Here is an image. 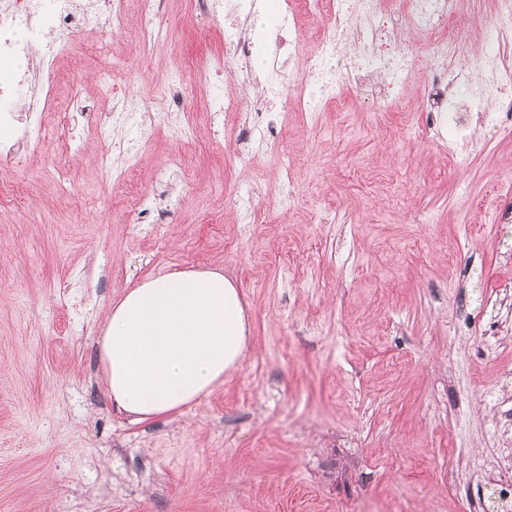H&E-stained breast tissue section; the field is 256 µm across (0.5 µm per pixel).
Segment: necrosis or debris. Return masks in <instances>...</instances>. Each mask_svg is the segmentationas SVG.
<instances>
[{
    "mask_svg": "<svg viewBox=\"0 0 512 512\" xmlns=\"http://www.w3.org/2000/svg\"><path fill=\"white\" fill-rule=\"evenodd\" d=\"M199 2L212 27L224 33L223 58L199 71L215 90L212 111H241L240 88L221 75L271 42L285 62L257 81L275 87L279 101L255 104V111L272 117L284 103L318 120L330 104H342L341 89L351 78L367 90L371 112H390L402 102L425 45L439 65L429 75L424 111L452 113L461 134L474 121L512 125V0H496L497 24L484 29L481 48L460 67L455 61L464 34L449 30L448 22L475 12L482 0H284L276 28L264 39L244 25L253 0ZM125 20L123 0H0L1 180L20 162L21 148L42 138L36 114L47 98L33 92V68L52 72L79 27H91L108 43L124 32ZM462 84L470 88L465 102L452 96Z\"/></svg>",
    "mask_w": 512,
    "mask_h": 512,
    "instance_id": "4bbe7bcc",
    "label": "necrosis or debris"
}]
</instances>
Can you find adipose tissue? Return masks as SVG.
Here are the masks:
<instances>
[{"mask_svg": "<svg viewBox=\"0 0 512 512\" xmlns=\"http://www.w3.org/2000/svg\"><path fill=\"white\" fill-rule=\"evenodd\" d=\"M246 350L238 292L215 271L145 279L113 305L99 341L108 392L133 424L222 386Z\"/></svg>", "mask_w": 512, "mask_h": 512, "instance_id": "1", "label": "adipose tissue"}]
</instances>
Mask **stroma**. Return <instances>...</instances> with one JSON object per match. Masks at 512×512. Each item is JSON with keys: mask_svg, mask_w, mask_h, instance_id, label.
I'll use <instances>...</instances> for the list:
<instances>
[{"mask_svg": "<svg viewBox=\"0 0 512 512\" xmlns=\"http://www.w3.org/2000/svg\"><path fill=\"white\" fill-rule=\"evenodd\" d=\"M198 13L166 0L171 38L148 50L76 33L38 114L46 141L0 192V512H477L499 462L490 430L512 424L488 402L512 397V321L493 334L481 314L512 293V223L496 220L512 130L473 128L464 164L449 125L393 145L366 132L351 92L315 124L282 113L290 174L263 153L234 167L267 131L223 138L245 115L211 109L197 72L224 43ZM175 68L186 101L166 124L156 87ZM128 85L141 122L59 149L74 94L110 112ZM105 154L130 182L103 180ZM133 185L164 223L131 210ZM246 188L255 224L237 213ZM188 270L233 283L247 353L212 393L129 424L102 384L105 317L144 278Z\"/></svg>", "mask_w": 512, "mask_h": 512, "instance_id": "stroma-1", "label": "stroma"}]
</instances>
